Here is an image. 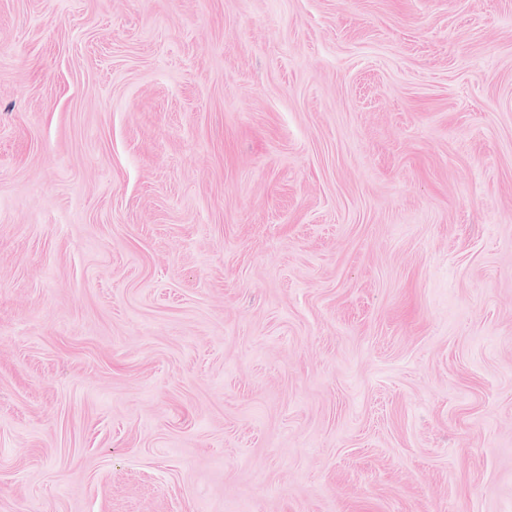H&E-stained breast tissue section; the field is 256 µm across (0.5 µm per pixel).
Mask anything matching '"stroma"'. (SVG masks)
<instances>
[{"label":"stroma","instance_id":"35a3bbf8","mask_svg":"<svg viewBox=\"0 0 512 512\" xmlns=\"http://www.w3.org/2000/svg\"><path fill=\"white\" fill-rule=\"evenodd\" d=\"M0 512H512V0H0Z\"/></svg>","mask_w":512,"mask_h":512}]
</instances>
